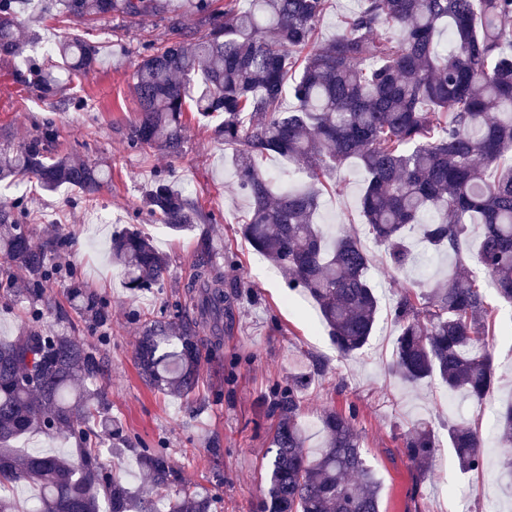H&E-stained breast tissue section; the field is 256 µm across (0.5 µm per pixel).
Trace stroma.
Returning <instances> with one entry per match:
<instances>
[{
	"mask_svg": "<svg viewBox=\"0 0 512 512\" xmlns=\"http://www.w3.org/2000/svg\"><path fill=\"white\" fill-rule=\"evenodd\" d=\"M25 11L41 16L39 23L22 25L30 40L26 56L56 67L60 58L48 45L70 34L83 35L99 48L95 71L64 82L62 88L64 95L87 101L86 112L57 111L21 80L25 57L0 55V147L19 146L50 119L59 129V154L112 167L111 181L93 202H85L78 189L67 185L45 192L25 180H6L0 182V209L25 198L37 244H45L54 232L67 234L71 243L57 262L76 269L85 287L109 303L111 322L96 327L73 308L66 282H58L48 288L52 307L43 320L44 327L79 337L100 357L99 385L129 437L121 454L104 456L105 466L139 487L136 450L160 445L188 483L213 490L216 512H252L267 489L266 452L276 424L268 410L272 387L319 358L328 369L311 381L302 404L309 444L316 447L323 441L320 416L325 408L345 412L356 407L361 444L381 483L380 512H512V485L499 478L503 446L497 422L500 407L512 399V306L488 292L493 309L488 341L501 382L484 405H472L459 392L447 393L435 379L414 386L399 380L391 371L397 330L390 311L403 289L432 281L448 259L435 255L393 271L382 247L365 230L359 213L364 173L351 164L337 174L336 192L322 196L316 221L329 233L359 235L371 258L369 277L379 310L370 343L353 357H339L312 301L289 290L276 266L241 236L249 203L237 192L235 168L214 134L218 118L204 120L187 112L181 157L130 148L131 126L139 113L133 76L143 44L163 35L159 17L84 24L63 17L58 0H30ZM117 44L124 48L119 56L113 53ZM158 173L196 202L204 222L175 232L148 215L142 197ZM128 230L141 232L167 255L169 271L162 287L135 296L125 288L110 246L114 235ZM206 247L222 257L226 281L238 284L240 291L221 349L203 362L199 386L187 401L148 388L138 374L134 351L142 318L163 311L183 293ZM461 411L479 427L482 473L460 471L445 446L426 469H419L403 452V433L424 418L439 437H446L448 421Z\"/></svg>",
	"mask_w": 512,
	"mask_h": 512,
	"instance_id": "1",
	"label": "stroma"
}]
</instances>
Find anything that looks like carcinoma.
Instances as JSON below:
<instances>
[{
  "label": "carcinoma",
  "instance_id": "1",
  "mask_svg": "<svg viewBox=\"0 0 512 512\" xmlns=\"http://www.w3.org/2000/svg\"><path fill=\"white\" fill-rule=\"evenodd\" d=\"M65 16L84 21L159 15L164 38L141 57L134 74L140 115L131 146L182 154L184 113L220 112L217 132L233 151L237 190L250 201L242 234L282 272L288 288L316 303L342 356L359 352L374 332L379 299L370 258L351 234L327 235L315 218L328 179L354 162L365 172L361 211L369 235L383 246L391 268L417 262L410 239L420 230L426 247L448 253V278L429 289H406L392 308L397 328L392 372L416 385L437 379L474 403L497 385L494 354L486 343L491 310L486 290L512 304V0H358L343 31L318 42L328 0H247L244 9L220 10L214 0H186L194 17L164 14L162 0H60ZM396 27L395 39L387 30ZM19 0H0V53L20 55ZM448 30L451 49L436 37ZM74 77L88 75L98 47L75 35L57 45ZM32 87L48 97L53 73L32 64ZM289 99L292 106L283 107ZM58 128L43 124L23 145L0 148V179L27 177L52 191L67 184L90 201L109 179L101 165L55 153ZM276 154L306 171L311 185H275L258 160ZM159 223L180 232L197 223L191 199L162 174L145 193ZM24 199L0 210V288L16 287L33 322L50 309L47 284L65 276L75 309L96 325L108 322L103 297L83 288L73 270L61 272L52 250L37 246ZM112 263L134 294L163 283L167 257L137 231L112 238ZM231 294L216 254L198 257L195 274L166 317L144 324L134 361L151 389L189 398L206 354L220 349L232 322ZM213 328L209 343L198 328ZM327 364L272 390L277 418L267 450L268 488L253 512H380V483L367 464L356 411L326 409L325 439L313 450L301 422L302 393ZM100 360L81 339L32 327L0 341V512H19L2 490L27 483L37 490V512H212L211 490L189 486L164 448H142V487L130 488L101 460V447L125 441L97 386ZM502 444H512V402L499 412ZM41 431L75 441L70 457L15 447ZM440 447L427 422L403 435L404 453L424 466ZM448 447L466 472L483 469L480 434L461 416L448 423Z\"/></svg>",
  "mask_w": 512,
  "mask_h": 512
}]
</instances>
